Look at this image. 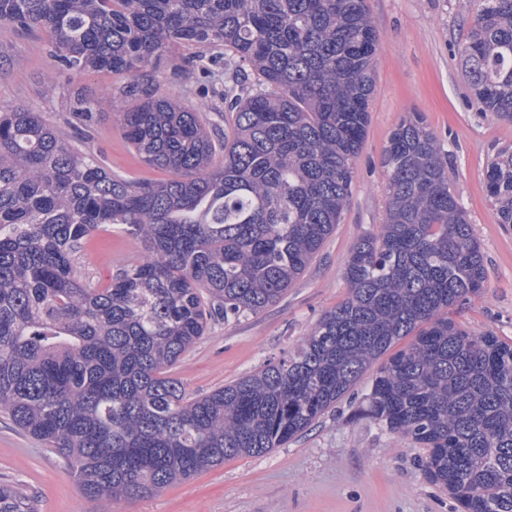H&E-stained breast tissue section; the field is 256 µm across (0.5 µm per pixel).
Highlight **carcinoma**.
Instances as JSON below:
<instances>
[{"label":"carcinoma","instance_id":"cac0c4a2","mask_svg":"<svg viewBox=\"0 0 512 512\" xmlns=\"http://www.w3.org/2000/svg\"><path fill=\"white\" fill-rule=\"evenodd\" d=\"M0 23L47 33L70 75L126 76L112 121L169 174L133 181L82 148L93 98L76 95L67 133L0 106V412L60 453L85 494L146 497L279 448L375 365L366 415L426 450V478L460 512H512V342L449 316L486 287L484 253L416 115L384 147L385 218L352 247L346 300L296 349L206 396L168 374L211 322L277 302L341 223L380 37L367 0H0ZM176 44L224 101L221 137L159 92ZM458 55L481 110L512 123V0H476ZM486 191L512 224L511 149ZM106 227L137 234L147 257L84 282L76 257ZM0 512H34L32 498L1 482Z\"/></svg>","mask_w":512,"mask_h":512}]
</instances>
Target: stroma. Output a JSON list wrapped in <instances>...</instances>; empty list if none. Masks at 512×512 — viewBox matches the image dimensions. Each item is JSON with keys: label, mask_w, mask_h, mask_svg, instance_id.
Segmentation results:
<instances>
[{"label": "stroma", "mask_w": 512, "mask_h": 512, "mask_svg": "<svg viewBox=\"0 0 512 512\" xmlns=\"http://www.w3.org/2000/svg\"><path fill=\"white\" fill-rule=\"evenodd\" d=\"M380 32L373 63L370 122L355 160L350 201L318 257L275 304L256 315L213 322L170 371L188 397H202L294 349L318 317L348 296L344 270L356 239L385 216L383 149L406 114L419 113L439 140L448 177L465 206L485 257V288L451 316L476 333L512 340V224L501 223L489 199L486 170L512 148V124L480 112L457 47L473 0H368ZM47 34L0 23V104H22L63 125L75 91L98 102L89 149L131 180H160L112 121L111 88L124 78L93 72L70 78L51 55ZM162 94L201 108L216 131L226 127L220 99L198 94L193 79L167 70ZM146 254L136 234L101 229L76 263L83 278L109 280ZM361 382L305 432L259 456L226 460L190 480L134 501L86 496L66 460L0 414V481L20 484L37 512H454L447 491L431 484L418 460L425 451L381 429L358 409L369 391Z\"/></svg>", "instance_id": "1"}]
</instances>
